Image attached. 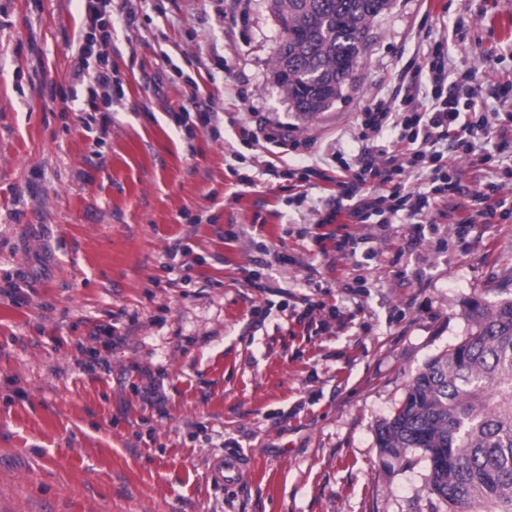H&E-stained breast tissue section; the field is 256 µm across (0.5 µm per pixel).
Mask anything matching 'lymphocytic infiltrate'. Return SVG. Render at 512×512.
Instances as JSON below:
<instances>
[{
	"label": "lymphocytic infiltrate",
	"mask_w": 512,
	"mask_h": 512,
	"mask_svg": "<svg viewBox=\"0 0 512 512\" xmlns=\"http://www.w3.org/2000/svg\"><path fill=\"white\" fill-rule=\"evenodd\" d=\"M426 77L401 80L392 100L366 106L357 117L365 149L354 158L335 151L333 173L314 168L302 176L298 201L310 195L311 179L333 185L315 209L317 244L332 242L342 259L352 258L354 238L332 231V224H423L441 205L459 199L467 215L462 227L488 224L512 216V71L489 68L449 69L442 43L428 46ZM494 110H487V101ZM392 141H384V133ZM493 136L494 152L482 139ZM463 158L467 169L455 165ZM425 181L413 191L407 178Z\"/></svg>",
	"instance_id": "f902f5d3"
}]
</instances>
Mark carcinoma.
I'll return each instance as SVG.
<instances>
[{
  "instance_id": "obj_1",
  "label": "carcinoma",
  "mask_w": 512,
  "mask_h": 512,
  "mask_svg": "<svg viewBox=\"0 0 512 512\" xmlns=\"http://www.w3.org/2000/svg\"><path fill=\"white\" fill-rule=\"evenodd\" d=\"M390 0H274L286 38L277 85L295 111L327 109L358 65L374 19ZM467 334L411 379L377 430L384 457L419 450L431 512H512V301L467 304Z\"/></svg>"
}]
</instances>
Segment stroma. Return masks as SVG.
Returning <instances> with one entry per match:
<instances>
[{"label":"stroma","mask_w":512,"mask_h":512,"mask_svg":"<svg viewBox=\"0 0 512 512\" xmlns=\"http://www.w3.org/2000/svg\"><path fill=\"white\" fill-rule=\"evenodd\" d=\"M506 9L391 0L307 117L273 76L269 0H111L107 62L81 83L83 0H0V512H429L426 462L381 468L377 428L466 334L469 299L512 300V222L352 224L362 252L339 262L287 187L364 150L357 116L421 59V25L451 67H512ZM103 66L107 126L88 90ZM192 80L218 131L177 123ZM270 158L280 177L236 192ZM309 301L327 327L297 325ZM228 453L248 473L211 482Z\"/></svg>","instance_id":"35a3bbf8"}]
</instances>
